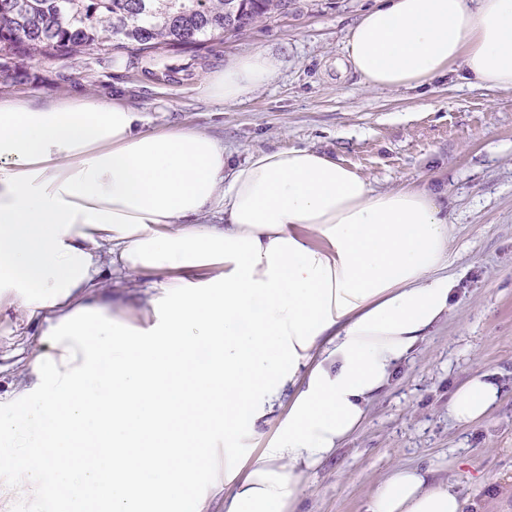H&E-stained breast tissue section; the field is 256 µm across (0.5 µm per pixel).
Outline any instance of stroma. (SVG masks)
<instances>
[{
	"label": "stroma",
	"instance_id": "35a3bbf8",
	"mask_svg": "<svg viewBox=\"0 0 512 512\" xmlns=\"http://www.w3.org/2000/svg\"><path fill=\"white\" fill-rule=\"evenodd\" d=\"M378 0H290L287 14L209 41L161 51L144 67L136 47L0 68V95L43 100L93 92L138 108L146 127L186 124L224 143L231 162L257 148H312L356 168L373 186L434 191L454 239L456 307L372 401L363 428L301 477L299 512H365L397 464L457 467L465 512H512V93L451 73L415 90L365 89L338 73L349 27ZM261 49L280 58L271 82L224 104L198 89L203 71ZM501 396L462 426L448 400L473 370Z\"/></svg>",
	"mask_w": 512,
	"mask_h": 512
}]
</instances>
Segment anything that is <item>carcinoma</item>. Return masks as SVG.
Masks as SVG:
<instances>
[{"instance_id":"carcinoma-1","label":"carcinoma","mask_w":512,"mask_h":512,"mask_svg":"<svg viewBox=\"0 0 512 512\" xmlns=\"http://www.w3.org/2000/svg\"><path fill=\"white\" fill-rule=\"evenodd\" d=\"M288 0H0V60L24 64L57 53L137 45L193 51L284 13Z\"/></svg>"}]
</instances>
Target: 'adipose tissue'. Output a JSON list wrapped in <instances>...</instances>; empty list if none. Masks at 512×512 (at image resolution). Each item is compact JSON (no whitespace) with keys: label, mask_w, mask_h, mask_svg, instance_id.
Instances as JSON below:
<instances>
[{"label":"adipose tissue","mask_w":512,"mask_h":512,"mask_svg":"<svg viewBox=\"0 0 512 512\" xmlns=\"http://www.w3.org/2000/svg\"><path fill=\"white\" fill-rule=\"evenodd\" d=\"M365 89L459 71L512 92V0H382L351 25ZM262 50L203 73L227 104L265 87ZM85 92L0 96V314L23 336L0 396V512H293L303 470L452 311L453 228L437 196L373 187L309 148L224 145ZM152 278L114 299L112 277ZM475 372L448 401L485 418ZM275 424L273 436L263 428ZM456 476L397 465L366 512H464Z\"/></svg>","instance_id":"1"}]
</instances>
